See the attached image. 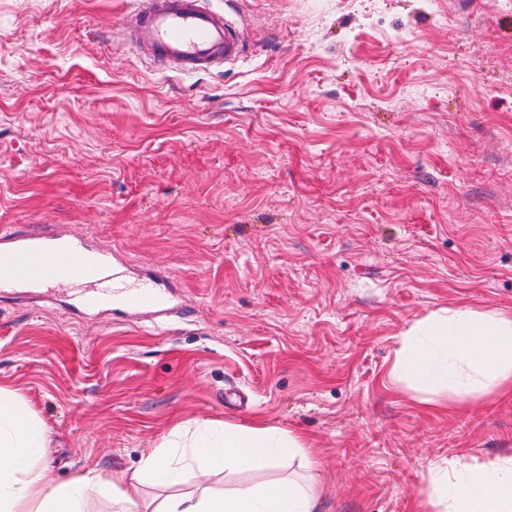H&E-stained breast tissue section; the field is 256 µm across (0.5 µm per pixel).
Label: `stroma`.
<instances>
[{
  "instance_id": "obj_1",
  "label": "stroma",
  "mask_w": 512,
  "mask_h": 512,
  "mask_svg": "<svg viewBox=\"0 0 512 512\" xmlns=\"http://www.w3.org/2000/svg\"><path fill=\"white\" fill-rule=\"evenodd\" d=\"M239 2L247 57L185 76L114 41L134 0H0V230L117 251L178 305L0 288V385L60 481L219 419L304 437L321 512H426L436 468L512 458V402L389 377L430 311H512V0Z\"/></svg>"
}]
</instances>
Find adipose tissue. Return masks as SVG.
<instances>
[{"label":"adipose tissue","mask_w":512,"mask_h":512,"mask_svg":"<svg viewBox=\"0 0 512 512\" xmlns=\"http://www.w3.org/2000/svg\"><path fill=\"white\" fill-rule=\"evenodd\" d=\"M391 375L425 392L511 397L512 313L431 311L401 334ZM173 434L182 440L181 453L166 440L135 471L91 466L61 483L47 460L50 429L19 393L0 386V512H89L99 497L111 500L112 512H319L320 480L312 468L300 478L224 494L203 483L218 469L309 461L299 435L215 420L182 423ZM148 483L163 489L164 497H146ZM425 496L430 512H512V459L478 463L459 457L431 475Z\"/></svg>","instance_id":"adipose-tissue-1"}]
</instances>
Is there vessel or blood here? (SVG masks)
<instances>
[{
  "label": "vessel or blood",
  "instance_id": "vessel-or-blood-1",
  "mask_svg": "<svg viewBox=\"0 0 512 512\" xmlns=\"http://www.w3.org/2000/svg\"><path fill=\"white\" fill-rule=\"evenodd\" d=\"M124 45L156 67L182 75L218 70L246 57L252 28L245 18L214 10L209 0H137L121 24ZM75 292L86 311L108 307L135 313L163 311L166 284L147 278L125 283L110 251L74 236L0 233V288Z\"/></svg>",
  "mask_w": 512,
  "mask_h": 512
}]
</instances>
